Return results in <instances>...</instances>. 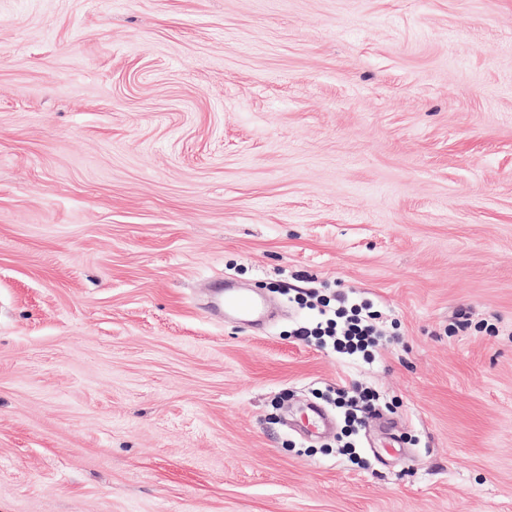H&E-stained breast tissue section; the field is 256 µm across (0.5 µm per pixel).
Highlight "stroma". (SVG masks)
I'll use <instances>...</instances> for the list:
<instances>
[{
    "label": "stroma",
    "instance_id": "obj_1",
    "mask_svg": "<svg viewBox=\"0 0 512 512\" xmlns=\"http://www.w3.org/2000/svg\"><path fill=\"white\" fill-rule=\"evenodd\" d=\"M0 512H512V0H0ZM218 295L217 309L221 315H224V312L256 315L264 308L261 300L248 293L219 288ZM368 304L354 308L351 316L343 311L331 309L329 303H322L319 308V319L310 327H302L297 334L301 338L315 337L322 340L328 337L332 340L333 349L342 354L354 355L366 353L368 348L377 347L380 336L376 324L372 321L376 318L369 311L362 315V310H368Z\"/></svg>",
    "mask_w": 512,
    "mask_h": 512
}]
</instances>
